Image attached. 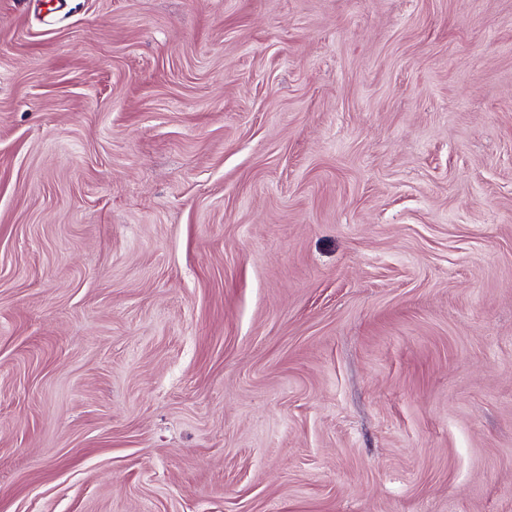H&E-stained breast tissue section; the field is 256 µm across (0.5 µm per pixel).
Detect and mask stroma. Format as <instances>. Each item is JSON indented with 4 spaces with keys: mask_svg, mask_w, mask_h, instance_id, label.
Returning <instances> with one entry per match:
<instances>
[{
    "mask_svg": "<svg viewBox=\"0 0 512 512\" xmlns=\"http://www.w3.org/2000/svg\"><path fill=\"white\" fill-rule=\"evenodd\" d=\"M0 512H512V0H0Z\"/></svg>",
    "mask_w": 512,
    "mask_h": 512,
    "instance_id": "obj_1",
    "label": "stroma"
}]
</instances>
